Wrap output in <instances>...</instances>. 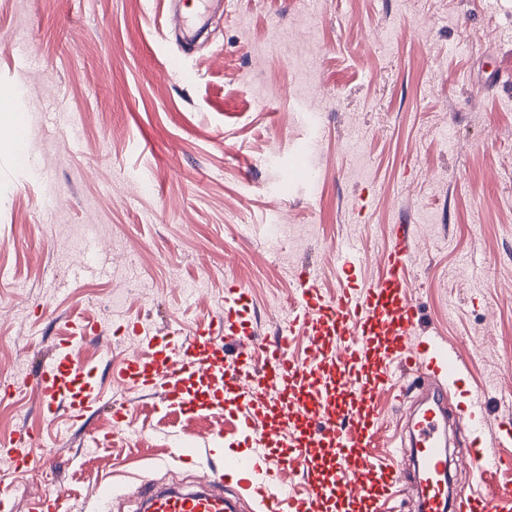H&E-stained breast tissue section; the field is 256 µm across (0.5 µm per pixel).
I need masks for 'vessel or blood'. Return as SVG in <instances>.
Returning <instances> with one entry per match:
<instances>
[{"label":"vessel or blood","mask_w":512,"mask_h":512,"mask_svg":"<svg viewBox=\"0 0 512 512\" xmlns=\"http://www.w3.org/2000/svg\"><path fill=\"white\" fill-rule=\"evenodd\" d=\"M412 254L410 225H392L388 246L375 257L378 276L360 284L355 244H337L336 262L347 286L328 295L316 269L294 272V296L271 344L251 327L249 295L232 277L225 280L223 305L190 333L142 336L152 357L128 360L113 371V385L127 394L158 390L172 407L228 411L247 449L210 469L198 490L147 485L140 492L143 512H238L243 497L256 512H379L381 498L403 480L418 512H501V503L512 500V486L501 483L500 473L512 463L486 451L485 407L481 397L460 387L462 355L423 334L421 310L409 295ZM93 330L88 323L73 324L28 379L50 415L63 408L77 420L99 403L93 370L80 355ZM298 337L308 347L295 359L289 351ZM403 372L444 387L405 406ZM449 387L460 392L456 414L472 435L468 462L479 486L475 495L448 490L439 418ZM384 397L404 406L401 418L410 439L394 451L416 455L413 476L375 455L388 443L379 413ZM8 453L31 470L53 466L43 439L29 433L18 435ZM316 471L324 481L303 495L282 481L286 473L307 478ZM232 477L238 480L235 495L215 493V486Z\"/></svg>","instance_id":"vessel-or-blood-1"}]
</instances>
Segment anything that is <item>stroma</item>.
<instances>
[{
    "mask_svg": "<svg viewBox=\"0 0 512 512\" xmlns=\"http://www.w3.org/2000/svg\"><path fill=\"white\" fill-rule=\"evenodd\" d=\"M173 6L0 0V99L21 102L24 130L0 134V386L71 324L112 348H83L104 402L79 421L47 417L29 388L0 405V441L34 428L54 454L24 471L0 450L15 512L58 485V512H96L107 478L112 512H134L144 483L199 479L177 447L243 451L224 414L113 388L110 364L142 352L133 323L187 329L229 273L273 334L297 268L335 293L350 241L374 278L401 220L411 297L462 352L489 450L512 458V84L496 72L512 67V0H223L188 43Z\"/></svg>",
    "mask_w": 512,
    "mask_h": 512,
    "instance_id": "35a3bbf8",
    "label": "stroma"
}]
</instances>
